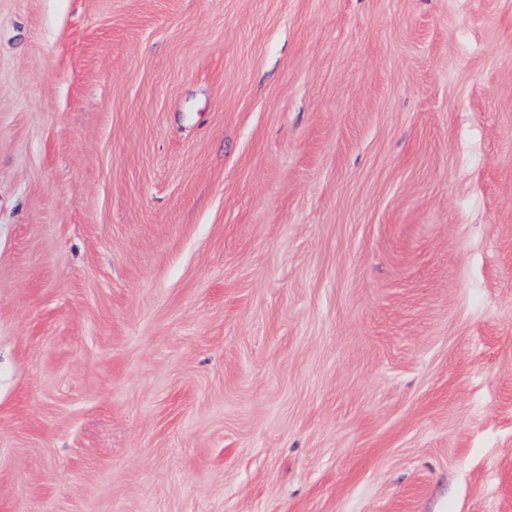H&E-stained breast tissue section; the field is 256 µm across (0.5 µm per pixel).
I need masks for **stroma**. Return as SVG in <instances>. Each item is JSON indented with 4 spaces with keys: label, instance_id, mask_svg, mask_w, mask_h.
Here are the masks:
<instances>
[{
    "label": "stroma",
    "instance_id": "stroma-1",
    "mask_svg": "<svg viewBox=\"0 0 512 512\" xmlns=\"http://www.w3.org/2000/svg\"><path fill=\"white\" fill-rule=\"evenodd\" d=\"M0 512H512V0H0Z\"/></svg>",
    "mask_w": 512,
    "mask_h": 512
}]
</instances>
